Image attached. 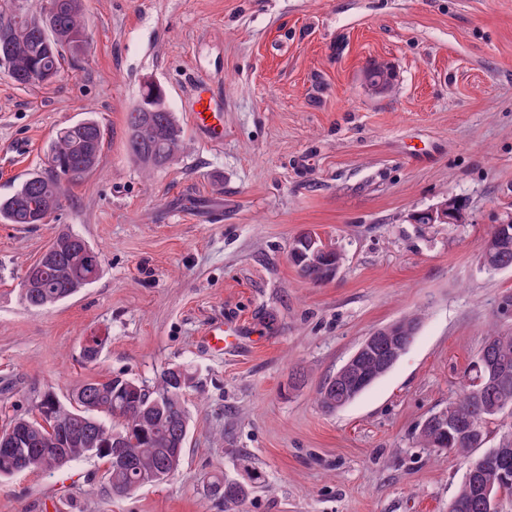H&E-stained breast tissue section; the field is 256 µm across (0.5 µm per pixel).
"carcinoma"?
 <instances>
[{
	"label": "carcinoma",
	"instance_id": "cac0c4a2",
	"mask_svg": "<svg viewBox=\"0 0 512 512\" xmlns=\"http://www.w3.org/2000/svg\"><path fill=\"white\" fill-rule=\"evenodd\" d=\"M0 11V67L20 85L50 82L60 73L65 55L81 49L75 37L86 32L84 0H48L40 14L16 0H3ZM39 78L29 79L30 71ZM183 130L166 103L163 89L146 85L140 101L127 113V149L146 167L169 165L182 147ZM101 124L86 118L61 128L48 152V169L30 174L15 190L0 199V223L35 224L36 215L61 203L64 182L80 178L95 169L104 145ZM54 261L41 271L28 268L33 288L22 294L25 303L42 309L72 296L91 284L100 265L85 259L89 244L74 232L58 234L48 245ZM302 276L314 284L327 281V272L336 264V249L328 248L321 260L310 263L291 255ZM490 360L503 377L489 383L485 366L474 362L473 379L460 386L457 399L448 404L453 428L423 429L419 439L425 448L448 450L467 459L488 436L491 421L512 414V331L493 326L486 336ZM388 350L379 349L363 358L347 375L335 374L317 393L322 409L334 412L350 398L352 377L376 367ZM195 376L185 365L164 370L154 385L123 376L103 382L84 381L76 386L67 408L51 393L37 405L38 416H16L9 422L23 436L24 445L16 452L0 451V478L26 472H49L85 456H96L108 463V481L115 496H126L141 488L176 475L183 463L189 433V413L184 396L194 387ZM126 440L114 444V434ZM257 475L243 480L214 476L208 483L210 496L224 503V512H244ZM494 485L501 496L512 498V445L495 466L465 480L456 498L462 512H488L480 489Z\"/></svg>",
	"mask_w": 512,
	"mask_h": 512
}]
</instances>
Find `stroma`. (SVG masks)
<instances>
[{"label": "stroma", "mask_w": 512, "mask_h": 512, "mask_svg": "<svg viewBox=\"0 0 512 512\" xmlns=\"http://www.w3.org/2000/svg\"><path fill=\"white\" fill-rule=\"evenodd\" d=\"M88 41L47 84L0 69V198L44 169L57 131L92 117L96 168L46 224H0V427L41 395L185 365L178 475L113 496L106 460L0 479V512H224L211 477L258 474L247 512H448L467 465L420 447L512 297L481 242L512 216V0H85ZM388 65L390 89L366 81ZM224 103V141L186 110L197 79ZM184 129L142 168L126 117L145 82ZM454 197L458 224L410 215ZM103 257L68 300L25 306L21 282L59 232ZM314 233L342 255L321 284L289 259ZM418 327L393 368L343 408L317 402L377 328ZM232 325L228 349L204 334ZM103 340L96 361L81 354ZM304 380L294 385L292 373Z\"/></svg>", "instance_id": "obj_1"}]
</instances>
